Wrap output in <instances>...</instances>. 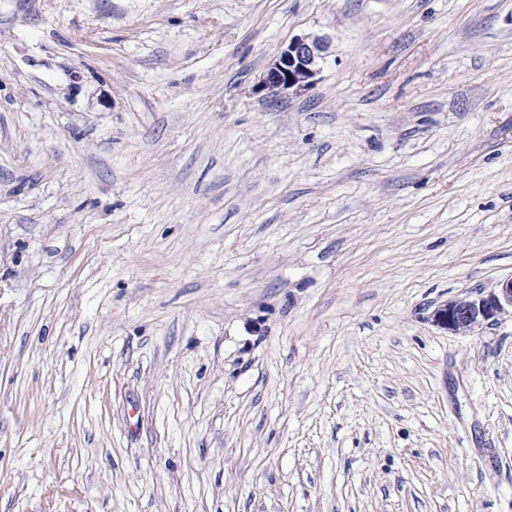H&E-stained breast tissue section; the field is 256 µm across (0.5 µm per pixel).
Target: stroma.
<instances>
[{
	"label": "stroma",
	"mask_w": 512,
	"mask_h": 512,
	"mask_svg": "<svg viewBox=\"0 0 512 512\" xmlns=\"http://www.w3.org/2000/svg\"><path fill=\"white\" fill-rule=\"evenodd\" d=\"M509 276L512 0H0V512H512ZM329 50L326 36H295L267 68L259 83V92L277 100L285 93H300L316 81ZM506 314L512 317V277L501 280L487 292L480 290L474 296L467 295L439 306L433 313V321L449 332H458L496 322Z\"/></svg>",
	"instance_id": "35a3bbf8"
}]
</instances>
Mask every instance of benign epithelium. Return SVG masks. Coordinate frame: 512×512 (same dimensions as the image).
Here are the masks:
<instances>
[{"label": "benign epithelium", "instance_id": "1", "mask_svg": "<svg viewBox=\"0 0 512 512\" xmlns=\"http://www.w3.org/2000/svg\"><path fill=\"white\" fill-rule=\"evenodd\" d=\"M329 50V39L321 35L296 36L267 68L259 91L271 100L285 93H300L316 81ZM512 315V277L500 281L487 292L479 291L449 301L433 313V321L450 332L471 330L483 323Z\"/></svg>", "mask_w": 512, "mask_h": 512}]
</instances>
